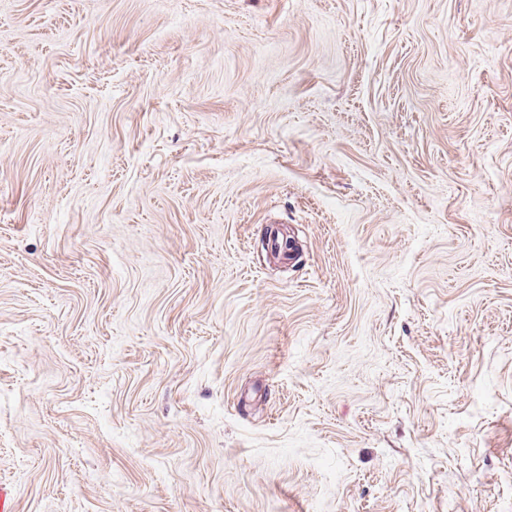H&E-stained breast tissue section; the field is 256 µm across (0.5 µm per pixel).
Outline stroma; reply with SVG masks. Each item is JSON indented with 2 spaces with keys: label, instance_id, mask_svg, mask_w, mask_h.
<instances>
[{
  "label": "stroma",
  "instance_id": "35a3bbf8",
  "mask_svg": "<svg viewBox=\"0 0 512 512\" xmlns=\"http://www.w3.org/2000/svg\"><path fill=\"white\" fill-rule=\"evenodd\" d=\"M0 494L512 512V0H0Z\"/></svg>",
  "mask_w": 512,
  "mask_h": 512
}]
</instances>
